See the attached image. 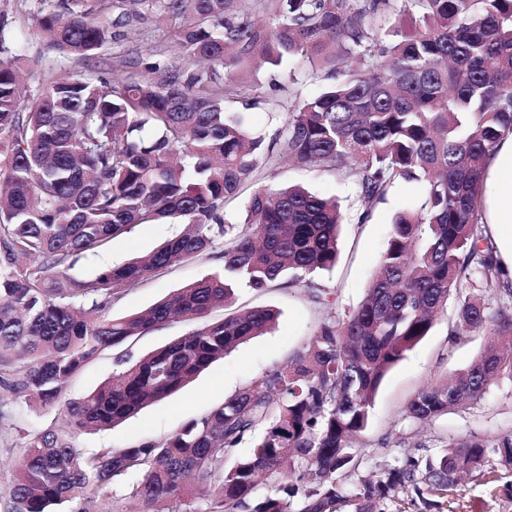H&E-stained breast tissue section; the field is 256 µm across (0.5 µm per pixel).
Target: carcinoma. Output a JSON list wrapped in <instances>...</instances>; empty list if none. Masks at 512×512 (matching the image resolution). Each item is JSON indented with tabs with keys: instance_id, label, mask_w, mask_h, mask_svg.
I'll return each instance as SVG.
<instances>
[{
	"instance_id": "1",
	"label": "carcinoma",
	"mask_w": 512,
	"mask_h": 512,
	"mask_svg": "<svg viewBox=\"0 0 512 512\" xmlns=\"http://www.w3.org/2000/svg\"><path fill=\"white\" fill-rule=\"evenodd\" d=\"M58 0L38 27L59 57L109 66L104 50L134 17L177 20L168 45L120 59L123 80L39 77L22 102L7 56L13 28L0 14V389L64 419L30 436L8 484L5 512H98L92 489L138 480L113 512H443L448 491L512 469V431L451 437L434 456L407 455L356 476L364 432L387 373L457 304L449 343L496 336L467 369L431 383L405 416L428 423L512 380V277L479 222L485 162L512 132V0ZM301 59L330 65L335 83L288 113L269 138L254 137L240 112L256 103L244 74ZM283 158L352 180L363 217L401 180L424 191L396 214L366 295L344 318H323L287 365L227 397L161 441L86 453L73 442L114 426L179 390L214 361L275 326L256 307L210 321L235 290L291 288L339 259L338 204L300 185L257 179ZM252 183L246 219L232 224L224 201ZM181 218L187 229L152 254L71 274L138 224ZM223 244L222 269L148 309L109 316L126 288ZM499 293L492 307L471 285ZM184 317L186 336L119 369L90 394L64 399L66 382L100 352ZM255 435L248 456L229 465ZM274 484L254 494L260 477Z\"/></svg>"
}]
</instances>
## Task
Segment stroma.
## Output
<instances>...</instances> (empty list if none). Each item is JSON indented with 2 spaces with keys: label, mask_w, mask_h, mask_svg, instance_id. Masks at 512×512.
<instances>
[{
  "label": "stroma",
  "mask_w": 512,
  "mask_h": 512,
  "mask_svg": "<svg viewBox=\"0 0 512 512\" xmlns=\"http://www.w3.org/2000/svg\"><path fill=\"white\" fill-rule=\"evenodd\" d=\"M41 0H0V12L13 21V50L21 54L26 91L35 92L37 77L56 54L39 32L36 18ZM171 25L131 22L112 44L110 56L123 52H148L166 45ZM308 66L293 61L278 69L263 68L252 79L260 87V102L250 109L229 104L232 112H244L249 131L256 136H271L300 101L319 93L321 85L309 81ZM265 183H297L319 195L339 198L346 224L340 244V259L329 272L311 276L310 286L272 287L261 292L241 289L234 309L273 306L281 317L269 333L256 337L236 351L211 364L192 382L172 396L146 406L138 415L102 431L77 434L78 448H125L137 443L163 439L189 421L200 418L225 397L248 387L264 373L286 365L306 345L324 317L344 318L364 298L373 271L378 266L397 211L414 206L421 198L418 182L399 183L386 203L378 205L369 218H362L363 207L351 184L335 172H309L281 160L261 168ZM177 224H141L113 239L106 248L82 256L73 273L92 277L99 270L149 254L177 235ZM221 266L218 254L199 256L126 289L113 301L110 316L124 317L143 311L184 285L213 274ZM332 293L335 303L324 309L309 299V287ZM456 306L448 304L428 336L407 351L404 358L384 378L375 397L372 419L364 437L367 454L359 472L375 473L382 465L405 455H430L441 448L448 436L493 435L512 430V381L493 385L475 404L435 419L421 427L405 418L408 401L427 385L466 369L489 341L488 333L465 337L449 345L448 332ZM115 350L102 351L85 364L68 382L65 396L76 399L95 390L116 370ZM60 409H31L24 401L0 397V487L7 486L20 459L28 435L60 421ZM448 512H512V470H500L495 481L472 482L452 491Z\"/></svg>",
  "instance_id": "1"
}]
</instances>
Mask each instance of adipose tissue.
Wrapping results in <instances>:
<instances>
[{
  "mask_svg": "<svg viewBox=\"0 0 512 512\" xmlns=\"http://www.w3.org/2000/svg\"><path fill=\"white\" fill-rule=\"evenodd\" d=\"M485 192L480 212L498 248V257L512 273V133L497 144L484 171Z\"/></svg>",
  "mask_w": 512,
  "mask_h": 512,
  "instance_id": "1",
  "label": "adipose tissue"
}]
</instances>
